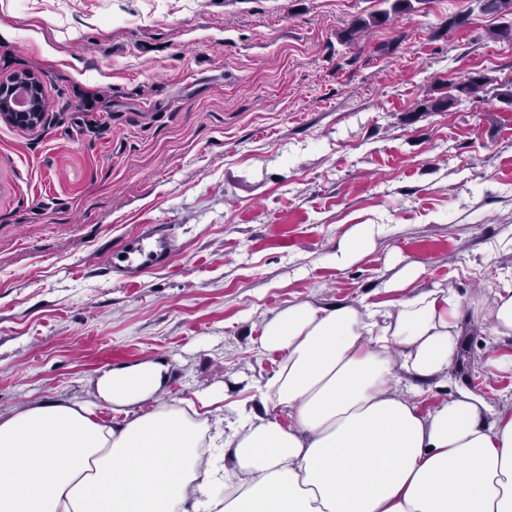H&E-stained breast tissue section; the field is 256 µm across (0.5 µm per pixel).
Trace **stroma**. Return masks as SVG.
Wrapping results in <instances>:
<instances>
[{
    "instance_id": "stroma-1",
    "label": "stroma",
    "mask_w": 512,
    "mask_h": 512,
    "mask_svg": "<svg viewBox=\"0 0 512 512\" xmlns=\"http://www.w3.org/2000/svg\"><path fill=\"white\" fill-rule=\"evenodd\" d=\"M381 0H0V79L33 74L36 130L0 122V415L91 402L147 358L164 397L208 387L259 407L262 326L297 300L384 302L394 257L425 262L463 315L449 377L489 413L512 404V335L476 320L512 271V43L476 0H421L358 43ZM468 14L448 29V17ZM484 91L414 114L468 73ZM370 255L331 264L354 224ZM168 266L119 281L143 225ZM384 224H354L342 236L333 256L337 270H346L368 256Z\"/></svg>"
}]
</instances>
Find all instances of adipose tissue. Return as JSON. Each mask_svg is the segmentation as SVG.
Instances as JSON below:
<instances>
[{
    "label": "adipose tissue",
    "instance_id": "obj_1",
    "mask_svg": "<svg viewBox=\"0 0 512 512\" xmlns=\"http://www.w3.org/2000/svg\"><path fill=\"white\" fill-rule=\"evenodd\" d=\"M383 230L352 225L336 269L368 256ZM425 272L407 258L390 301H295L267 319L259 350L279 362L266 411L227 421L222 445L207 434L224 390L161 401L165 367L152 360L97 380L120 422L77 402L0 416V512H512V406L489 421L471 393L427 406L400 386L403 372L447 377L456 355L460 300L406 293Z\"/></svg>",
    "mask_w": 512,
    "mask_h": 512
}]
</instances>
